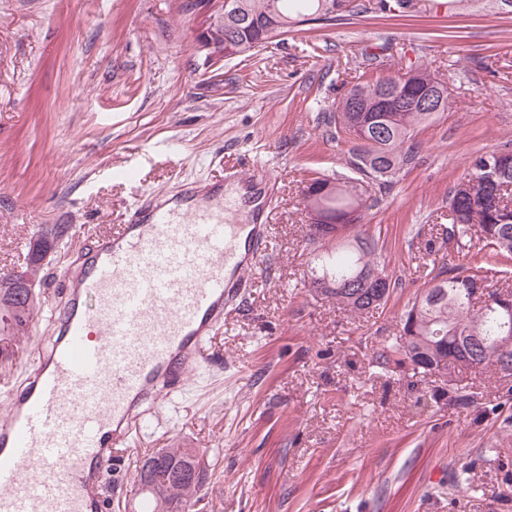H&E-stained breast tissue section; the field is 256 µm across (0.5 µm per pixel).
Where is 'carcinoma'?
<instances>
[{
  "label": "carcinoma",
  "mask_w": 512,
  "mask_h": 512,
  "mask_svg": "<svg viewBox=\"0 0 512 512\" xmlns=\"http://www.w3.org/2000/svg\"><path fill=\"white\" fill-rule=\"evenodd\" d=\"M224 14V56L234 57L254 53L276 36L298 30L307 22L358 14L366 6L356 0H226ZM414 0H376L374 10L384 14L409 12ZM408 78H403V75ZM405 74L383 82L358 81L350 85L336 100V110L324 117L336 129V138L354 143L349 163L365 175L363 179L336 181L313 178L303 193L305 202L312 205L313 220L327 227L333 224L350 226L346 258L327 252L314 254L310 267V286L316 287L328 276L336 287L328 295L336 303L351 310L362 311L358 293L361 285L354 282L366 268L386 273L377 261L378 242L374 237H361L355 226L362 222L364 212L377 203L372 197V184L392 181L413 158L405 148L409 133L415 126L436 116L434 112H391L384 129L367 130L358 135V127L375 108L373 88L384 83L395 87L399 99L423 98L430 90L443 92L440 111H448V84L423 62H411ZM512 149L477 153L472 157L468 173L448 191L447 239L463 249L478 239L499 253L512 254ZM49 247L48 237L41 233L31 248L26 271L39 273V254ZM487 275L478 266H459L451 271L441 270L430 278L431 287L420 299L417 321L418 335L423 340L405 346L402 337L382 345L376 364L387 369L411 360L415 353L414 374L425 370L416 364L447 357L462 360L473 329L482 336L479 359L486 365L497 366L503 353L512 356V317L506 318L489 308L472 313V288L486 284ZM37 314V303L15 300V290L0 274V355L14 359L21 340L29 334ZM203 455L192 448H156L146 455L143 467L147 473L136 474L137 483L149 503L150 512H187L190 504L200 501V491L207 478Z\"/></svg>",
  "instance_id": "cac0c4a2"
}]
</instances>
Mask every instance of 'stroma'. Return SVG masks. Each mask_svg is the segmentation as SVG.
<instances>
[{
    "mask_svg": "<svg viewBox=\"0 0 512 512\" xmlns=\"http://www.w3.org/2000/svg\"><path fill=\"white\" fill-rule=\"evenodd\" d=\"M204 16L202 0H0V274L25 265L38 228H70L36 278L41 319L0 381L24 380L53 333L54 280L138 194L234 186L259 166L275 184L264 272L228 307L215 367L136 428L103 512L139 504L136 466L153 448L205 452L200 512H512V377L375 363L426 288V263L482 266L512 289L511 256L445 239L448 192L472 156L512 148V14L310 22L244 61L200 47ZM417 60L447 79L450 106L375 191L363 229L398 286L353 313L309 285L303 190L354 175L350 142L323 121L338 71L378 77ZM454 388L467 405L449 402Z\"/></svg>",
    "mask_w": 512,
    "mask_h": 512,
    "instance_id": "35a3bbf8",
    "label": "stroma"
}]
</instances>
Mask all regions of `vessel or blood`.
Listing matches in <instances>:
<instances>
[{"label":"vessel or blood","instance_id":"vessel-or-blood-1","mask_svg":"<svg viewBox=\"0 0 512 512\" xmlns=\"http://www.w3.org/2000/svg\"><path fill=\"white\" fill-rule=\"evenodd\" d=\"M183 199L138 201L64 271L49 346L22 387H0V512H101L95 487L148 407L212 367L211 336L262 271L268 227L225 223L219 184Z\"/></svg>","mask_w":512,"mask_h":512}]
</instances>
